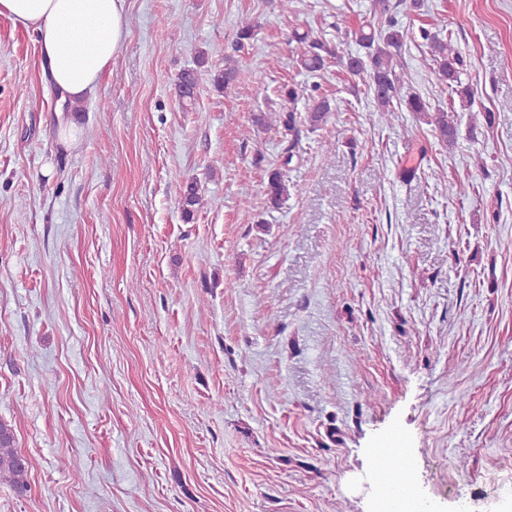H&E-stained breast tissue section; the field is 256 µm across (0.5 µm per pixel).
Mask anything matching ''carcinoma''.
I'll return each instance as SVG.
<instances>
[{"instance_id": "cac0c4a2", "label": "carcinoma", "mask_w": 512, "mask_h": 512, "mask_svg": "<svg viewBox=\"0 0 512 512\" xmlns=\"http://www.w3.org/2000/svg\"><path fill=\"white\" fill-rule=\"evenodd\" d=\"M390 5L381 4L380 15L367 22L353 33V39L361 48V52L339 58L340 63L353 76L368 75V92L372 97L377 111L392 118L394 113L406 110L426 118V123L434 126L438 137L452 143L457 137L456 108H471L474 95L470 86L461 81L463 57L455 48L452 40L439 37L435 29L440 23H434V29L421 28L420 38L428 49L432 69L437 82L448 88L450 102L448 110L432 109L429 101L416 92L406 90L405 72L399 62L396 49L405 38V33L397 26V21L389 16ZM255 24L249 19L240 21L236 41L232 46L235 52L244 48L253 39ZM292 41L296 43V62L300 69L309 73L323 70L328 60L337 56L330 44L310 36L309 32L294 31ZM206 52L201 50L196 56L194 65L180 71L174 84L175 98L183 110L192 108L196 100V92L203 81H210L214 88L222 93L234 86L240 77L239 68L225 62L224 70L211 73L206 68ZM307 98V120L310 127L316 129L326 121L327 114L332 111L331 100L320 93V85L313 84L301 90ZM293 85H283L279 90L282 101L279 110L255 117L258 125L277 124L285 136H295L296 115L290 107L299 96ZM172 184L178 193L181 214L185 222L191 223L199 209L204 206V194L197 181L180 174L172 176ZM290 195V185L281 172L272 171L266 185L267 203L277 208ZM28 463L16 447V439L12 426L0 422V482L9 484L18 494L28 491Z\"/></svg>"}]
</instances>
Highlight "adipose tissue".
I'll return each instance as SVG.
<instances>
[{"label": "adipose tissue", "mask_w": 512, "mask_h": 512, "mask_svg": "<svg viewBox=\"0 0 512 512\" xmlns=\"http://www.w3.org/2000/svg\"><path fill=\"white\" fill-rule=\"evenodd\" d=\"M127 0H0V15L38 34L61 105L84 101L127 35Z\"/></svg>", "instance_id": "obj_1"}]
</instances>
